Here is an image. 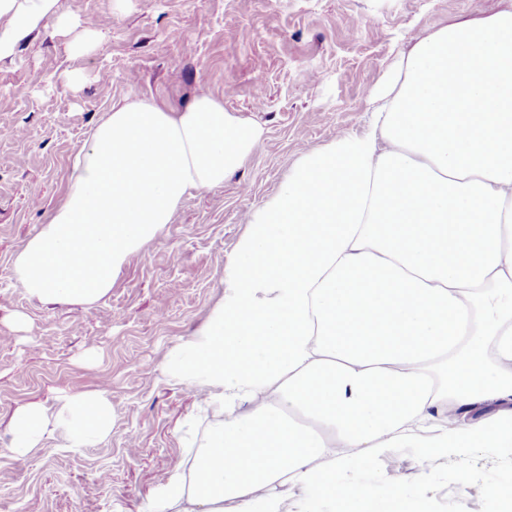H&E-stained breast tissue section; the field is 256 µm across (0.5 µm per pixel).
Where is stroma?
Instances as JSON below:
<instances>
[{
    "instance_id": "obj_1",
    "label": "stroma",
    "mask_w": 512,
    "mask_h": 512,
    "mask_svg": "<svg viewBox=\"0 0 512 512\" xmlns=\"http://www.w3.org/2000/svg\"><path fill=\"white\" fill-rule=\"evenodd\" d=\"M73 24L47 29L0 61V512H148L185 458L191 392L160 367L224 290L249 214L271 201L305 150L362 133L370 92L436 27L512 11V0H60ZM25 87L17 96V87ZM255 122L260 142L223 185L182 202L172 224L92 305L30 299L13 258L67 188L73 156L113 104L183 107L198 90ZM39 201H31L32 190ZM104 388L111 436L91 448L48 439L9 447L20 406ZM401 489L408 512H503L512 452L452 448L424 463L391 448L349 475ZM81 485L80 500L70 489Z\"/></svg>"
}]
</instances>
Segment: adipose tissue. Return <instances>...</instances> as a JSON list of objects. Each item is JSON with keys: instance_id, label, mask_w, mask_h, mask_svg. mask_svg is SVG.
Listing matches in <instances>:
<instances>
[{"instance_id": "ef3b65f1", "label": "adipose tissue", "mask_w": 512, "mask_h": 512, "mask_svg": "<svg viewBox=\"0 0 512 512\" xmlns=\"http://www.w3.org/2000/svg\"><path fill=\"white\" fill-rule=\"evenodd\" d=\"M0 0V60L71 18ZM369 128L305 152L248 220L224 295L167 357L208 420L150 512H287L280 487L396 512L341 483L388 448H512V11L436 28L375 92ZM261 129L198 91L114 104L71 163L13 272L46 304L98 302L183 199L220 186ZM112 431L103 390L17 408L9 448H87ZM326 467L316 470V460Z\"/></svg>"}]
</instances>
